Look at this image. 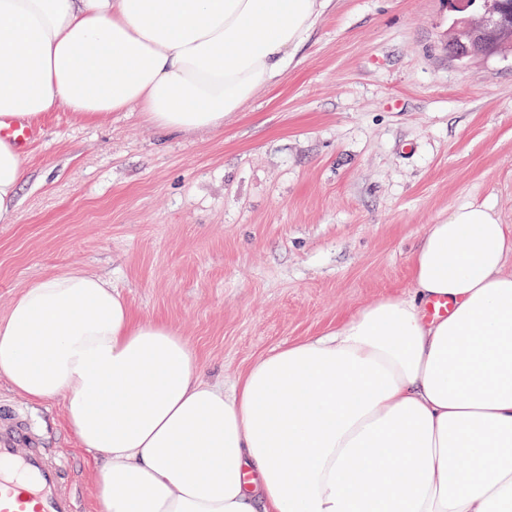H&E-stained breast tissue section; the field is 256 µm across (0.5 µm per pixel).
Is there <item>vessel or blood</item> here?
<instances>
[{
  "mask_svg": "<svg viewBox=\"0 0 512 512\" xmlns=\"http://www.w3.org/2000/svg\"><path fill=\"white\" fill-rule=\"evenodd\" d=\"M0 512H82L67 462L50 454L31 417L0 407Z\"/></svg>",
  "mask_w": 512,
  "mask_h": 512,
  "instance_id": "vessel-or-blood-1",
  "label": "vessel or blood"
}]
</instances>
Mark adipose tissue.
<instances>
[{"mask_svg": "<svg viewBox=\"0 0 512 512\" xmlns=\"http://www.w3.org/2000/svg\"><path fill=\"white\" fill-rule=\"evenodd\" d=\"M327 0H0V126L133 109L214 130L277 80ZM26 179L0 139V218ZM512 225L449 208L412 286L203 379L187 338L80 269L31 280L0 318V376L61 400L100 453L99 512H512ZM435 298L455 303L430 320Z\"/></svg>", "mask_w": 512, "mask_h": 512, "instance_id": "obj_1", "label": "adipose tissue"}]
</instances>
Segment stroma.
Wrapping results in <instances>:
<instances>
[{
	"label": "stroma",
	"mask_w": 512,
	"mask_h": 512,
	"mask_svg": "<svg viewBox=\"0 0 512 512\" xmlns=\"http://www.w3.org/2000/svg\"><path fill=\"white\" fill-rule=\"evenodd\" d=\"M448 0H330L279 81L216 131L142 113H51L0 219V316L30 280L78 267L163 320L204 377L234 384L264 354L407 290L429 225L460 203L512 225V54L448 53ZM73 466L87 512L95 454L60 400L0 377Z\"/></svg>",
	"instance_id": "1"
}]
</instances>
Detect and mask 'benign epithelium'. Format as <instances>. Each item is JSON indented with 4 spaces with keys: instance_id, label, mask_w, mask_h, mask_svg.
Returning <instances> with one entry per match:
<instances>
[{
    "instance_id": "7a95c632",
    "label": "benign epithelium",
    "mask_w": 512,
    "mask_h": 512,
    "mask_svg": "<svg viewBox=\"0 0 512 512\" xmlns=\"http://www.w3.org/2000/svg\"><path fill=\"white\" fill-rule=\"evenodd\" d=\"M461 22L462 27L448 41L449 54L458 60L475 57L471 46L462 40L465 35L470 36L471 42L480 46L486 55L491 54L498 41L512 39V13L506 15L501 9L490 8L482 14L463 18Z\"/></svg>"
}]
</instances>
